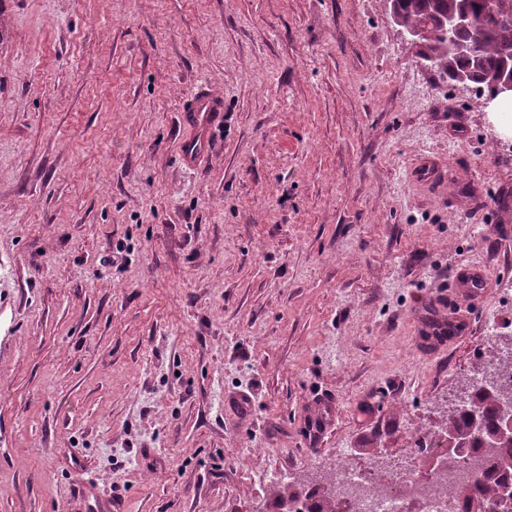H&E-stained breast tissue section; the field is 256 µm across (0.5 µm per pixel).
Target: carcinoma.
Segmentation results:
<instances>
[{"label":"carcinoma","mask_w":512,"mask_h":512,"mask_svg":"<svg viewBox=\"0 0 512 512\" xmlns=\"http://www.w3.org/2000/svg\"><path fill=\"white\" fill-rule=\"evenodd\" d=\"M504 9L491 12L485 0H395L394 11L399 18L398 27L403 30L425 26L429 36L424 39L423 54L434 60L451 81L464 80L476 90L494 94L495 84L503 66L512 63V0ZM466 5L471 17V28L457 34L461 41L476 40L478 50L472 55L461 54L448 46L439 25V17L456 13ZM495 364L503 380L512 381V360H501L499 355L478 359V370ZM469 398V409L448 418L446 428L457 439L469 440L470 447L484 449L500 469L512 472V441H497L501 422V409L512 393L488 385L476 390L465 381ZM504 482L491 479L476 483L471 488L456 492L467 503L466 512H512V498L502 496ZM310 497L313 498L311 512H336V504L328 479L315 483Z\"/></svg>","instance_id":"carcinoma-1"}]
</instances>
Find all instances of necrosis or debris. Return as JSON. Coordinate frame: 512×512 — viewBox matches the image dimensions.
I'll list each match as a JSON object with an SVG mask.
<instances>
[{
    "label": "necrosis or debris",
    "instance_id": "4bbe7bcc",
    "mask_svg": "<svg viewBox=\"0 0 512 512\" xmlns=\"http://www.w3.org/2000/svg\"><path fill=\"white\" fill-rule=\"evenodd\" d=\"M428 446L417 458L395 463L376 460L368 466L336 465L329 486L336 512H462L452 488L472 484L492 467L480 449H470L468 461L436 470L428 462L448 454L444 437L428 434Z\"/></svg>",
    "mask_w": 512,
    "mask_h": 512
}]
</instances>
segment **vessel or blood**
<instances>
[{"label": "vessel or blood", "mask_w": 512, "mask_h": 512, "mask_svg": "<svg viewBox=\"0 0 512 512\" xmlns=\"http://www.w3.org/2000/svg\"><path fill=\"white\" fill-rule=\"evenodd\" d=\"M224 106L216 96L206 92L195 95L179 120L178 152L183 166L192 168L211 151L209 131L220 122ZM331 404H324L317 415L305 422L302 440L307 448L319 446L332 418Z\"/></svg>", "instance_id": "vessel-or-blood-1"}]
</instances>
